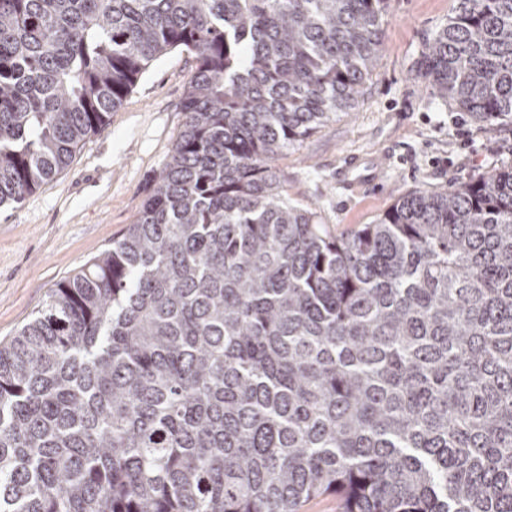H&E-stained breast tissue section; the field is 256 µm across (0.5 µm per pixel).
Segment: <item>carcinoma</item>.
I'll list each match as a JSON object with an SVG mask.
<instances>
[{"label": "carcinoma", "mask_w": 512, "mask_h": 512, "mask_svg": "<svg viewBox=\"0 0 512 512\" xmlns=\"http://www.w3.org/2000/svg\"><path fill=\"white\" fill-rule=\"evenodd\" d=\"M388 0H0V206L167 51L183 129L137 223L0 343V512H512V164L341 237L274 167L352 108ZM427 88L512 122V0Z\"/></svg>", "instance_id": "cac0c4a2"}]
</instances>
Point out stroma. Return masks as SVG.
Returning <instances> with one entry per match:
<instances>
[{
  "label": "stroma",
  "instance_id": "35a3bbf8",
  "mask_svg": "<svg viewBox=\"0 0 512 512\" xmlns=\"http://www.w3.org/2000/svg\"><path fill=\"white\" fill-rule=\"evenodd\" d=\"M454 6L389 0L381 53L355 108L277 156L284 193L316 209L332 235L372 223L407 193L441 191L512 163V123L486 131L426 87L422 53ZM194 68L193 56L179 49L153 62L105 131L87 138L22 204L0 208V342L35 316L52 288L137 222L182 128ZM351 158L356 174H375L376 183L344 191L340 172Z\"/></svg>",
  "mask_w": 512,
  "mask_h": 512
}]
</instances>
